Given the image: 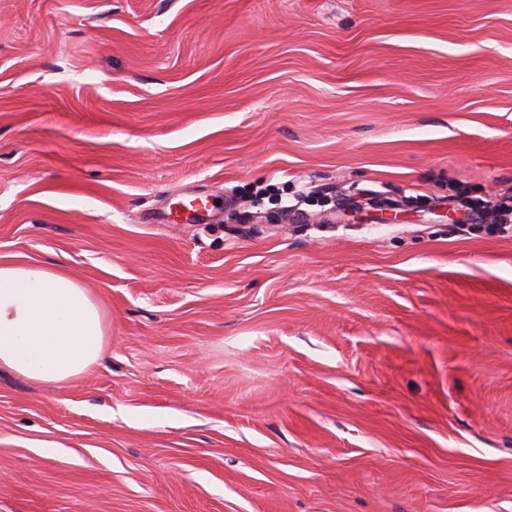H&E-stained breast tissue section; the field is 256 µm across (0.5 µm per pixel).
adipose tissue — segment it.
<instances>
[{
  "mask_svg": "<svg viewBox=\"0 0 512 512\" xmlns=\"http://www.w3.org/2000/svg\"><path fill=\"white\" fill-rule=\"evenodd\" d=\"M105 337L100 308L61 266L0 261V368L68 381L98 360Z\"/></svg>",
  "mask_w": 512,
  "mask_h": 512,
  "instance_id": "adipose-tissue-1",
  "label": "adipose tissue"
}]
</instances>
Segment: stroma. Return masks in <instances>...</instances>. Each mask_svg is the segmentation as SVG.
Returning a JSON list of instances; mask_svg holds the SVG:
<instances>
[{
	"label": "stroma",
	"instance_id": "stroma-1",
	"mask_svg": "<svg viewBox=\"0 0 512 512\" xmlns=\"http://www.w3.org/2000/svg\"><path fill=\"white\" fill-rule=\"evenodd\" d=\"M509 188L512 0H0V258L107 335L0 368V512H512V234L440 203Z\"/></svg>",
	"mask_w": 512,
	"mask_h": 512
}]
</instances>
